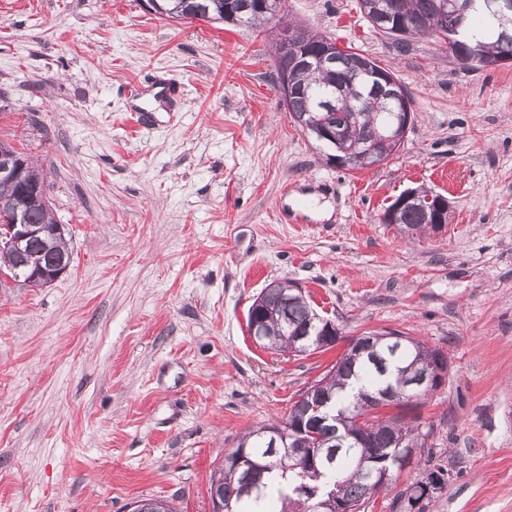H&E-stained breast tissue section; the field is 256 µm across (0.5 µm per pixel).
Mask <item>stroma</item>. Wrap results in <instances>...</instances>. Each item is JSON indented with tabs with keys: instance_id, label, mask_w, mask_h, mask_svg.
<instances>
[{
	"instance_id": "stroma-1",
	"label": "stroma",
	"mask_w": 512,
	"mask_h": 512,
	"mask_svg": "<svg viewBox=\"0 0 512 512\" xmlns=\"http://www.w3.org/2000/svg\"><path fill=\"white\" fill-rule=\"evenodd\" d=\"M290 18L375 59L412 123L379 166L328 165L282 107L267 30L167 20L140 0H0V141L40 169L73 250L45 288L0 281V512H211V471L351 337L396 329L448 357L415 414L432 433L373 512L448 469L433 512H512V63L462 70L401 50L357 0ZM179 82L181 104L159 97ZM450 204L414 236L404 191ZM288 280L334 346L260 347L248 309Z\"/></svg>"
}]
</instances>
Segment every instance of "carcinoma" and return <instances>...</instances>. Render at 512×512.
I'll return each mask as SVG.
<instances>
[{
    "label": "carcinoma",
    "instance_id": "obj_1",
    "mask_svg": "<svg viewBox=\"0 0 512 512\" xmlns=\"http://www.w3.org/2000/svg\"><path fill=\"white\" fill-rule=\"evenodd\" d=\"M441 0H381V7L392 16V24L406 25L407 37L395 38L401 47L409 46L410 39L429 35L428 27L440 22ZM152 11L160 17L181 19L206 17L220 22L243 23L252 28H263L273 22L279 34L296 27L285 20L281 11L270 13L257 7L256 0H154ZM512 19L497 21L480 9L471 11L461 31L460 41L454 48L477 45L486 58H512ZM352 48L336 53V62L300 70L295 82L300 92L288 103L293 116L304 113L318 114L320 97L336 96L333 122L342 128L339 145L340 156H345L353 143L373 136L381 124L390 119L394 106L383 95L374 94L369 88L370 79L356 75ZM19 220L21 224L39 226V234L29 238L20 248L0 250V268L20 283L23 269L50 268L67 264L72 251L65 237L56 233L57 224L50 208L38 203L24 202L21 185L0 181V220L6 224ZM402 231L410 227L425 229L424 214L417 207L405 208L398 216ZM288 281L264 288L258 300L270 306L274 315L263 314L268 320L266 330L270 338L260 346L277 351L293 349L292 336L317 325L319 312L304 294L291 291ZM424 342L412 336H402L397 341L385 333L376 334L374 346L363 354L347 351L336 361L318 382L323 384V396L335 410V417L313 427V441L331 451V457L319 471L305 473L285 447L274 448L270 441L260 436V427L248 430L235 449L224 456L221 465L212 471L210 488L217 489L224 503V512H289L292 503L302 502V512H314L312 506L336 495V504L344 505L350 512H369L373 498L379 492L378 475L403 468L411 459L407 438L417 432V447L425 446L429 432H419V426L406 421L401 410L409 403H397L400 412L384 418L374 417L365 424L362 438L356 418L362 394H378L400 389L406 375L424 366L427 357ZM255 461L260 470L252 472L236 466L231 458L240 451ZM436 477L437 484L426 492L422 481L409 483L394 498V507L400 512H426L431 507L434 493L448 481V470L439 466L429 469L427 477Z\"/></svg>",
    "mask_w": 512,
    "mask_h": 512
}]
</instances>
